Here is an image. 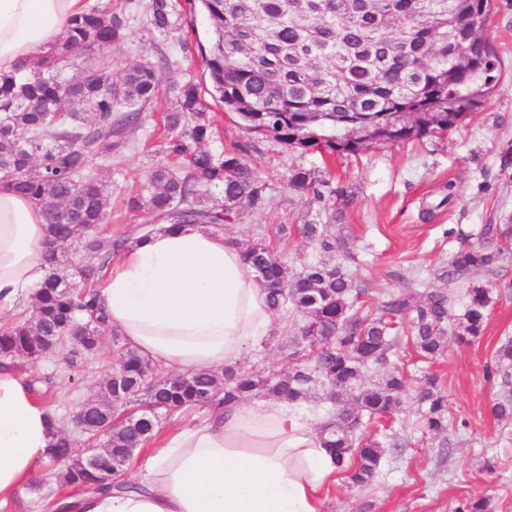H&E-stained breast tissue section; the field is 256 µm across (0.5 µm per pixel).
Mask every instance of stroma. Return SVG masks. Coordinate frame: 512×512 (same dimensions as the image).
Returning a JSON list of instances; mask_svg holds the SVG:
<instances>
[{"label": "stroma", "mask_w": 512, "mask_h": 512, "mask_svg": "<svg viewBox=\"0 0 512 512\" xmlns=\"http://www.w3.org/2000/svg\"><path fill=\"white\" fill-rule=\"evenodd\" d=\"M85 2L131 18L127 38L105 51L113 76H120L131 63L154 62L164 54L177 62L173 70H160L161 91L144 112L142 125L119 138L106 186L108 217L102 226L112 237H127L154 221L138 201L149 167L162 158L154 127L160 113L173 105L168 87L175 78L198 86L213 123L208 149L218 154L247 148V161L268 185L262 206L244 220L222 226L224 234L242 246L269 244L289 272L302 271L322 253L302 238L299 228L308 221H323L324 212L307 194L289 188V169L298 164L324 169L332 182L348 186L353 203L343 219V233L359 261L347 269L367 292L365 310H374L380 293L403 281L445 287L441 274L459 246L449 230L473 231L512 214V0H493L488 35L499 57L500 79L484 107L451 133L374 144L354 156L325 160L316 154L302 158L274 140L255 139L214 102L198 48L207 39L208 23L189 0H174L181 28L166 39L149 24L150 0ZM473 279L494 290L483 335L465 342L449 336L443 353L431 361L415 360L410 353L401 360L413 379H436L449 403L448 430L434 434L420 429L423 408L415 396H408L393 423L407 439V447L388 449L368 487L353 486L347 472H338L323 494L322 512H458L477 498L488 500L490 512H512V422L494 418L491 408L499 388L487 376L496 348L512 340V258L497 275L480 271ZM302 323L292 307L278 311L268 335L250 347L243 366L269 376L280 374L288 365L285 342ZM114 349L113 336L106 331L100 350L78 357L74 365H67L59 351L37 365L19 363L18 370L50 378L56 412L66 423L80 404L100 394ZM70 494L42 466L34 483L1 503L0 512H55L53 501Z\"/></svg>", "instance_id": "1"}]
</instances>
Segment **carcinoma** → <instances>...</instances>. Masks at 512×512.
<instances>
[{
  "instance_id": "1",
  "label": "carcinoma",
  "mask_w": 512,
  "mask_h": 512,
  "mask_svg": "<svg viewBox=\"0 0 512 512\" xmlns=\"http://www.w3.org/2000/svg\"><path fill=\"white\" fill-rule=\"evenodd\" d=\"M210 37L199 44L212 88L211 96L250 134L271 136L302 155H356L370 146L353 122L369 118L389 129L392 143L420 140L456 128L482 107L497 85L498 57L484 31L450 26L453 14L491 16V0H196ZM150 25L167 36L180 28L170 0H152ZM123 16L96 7L74 17L63 40L34 65L0 76V179L31 197L45 215L50 247L45 259L51 274L34 295L31 314L0 328V360L24 358L37 363L75 333L88 331L82 350H98L106 318L96 309L95 283L125 249L126 241L102 235L107 196L100 176L88 168L93 158L112 171V138L136 126L159 94L157 65L134 63L115 80L101 59L74 81L76 62L126 36ZM464 46L455 56L454 48ZM175 112L156 125L163 161L152 165L139 205L159 224L212 226L240 221L260 206L266 183L239 152L214 154L204 148L212 126L190 82L173 80ZM290 188L322 203L330 198L343 212L351 203L346 187L330 185L316 171L289 169ZM220 189L224 207L205 205ZM332 225L310 223L303 238L318 244L327 259L309 263L294 278L267 245L249 247L245 261L268 291L270 305L291 304L305 318L290 340L288 368L274 378L227 369L224 378L204 372L152 376V366L126 348L114 360L102 397L93 402L84 427L96 433L112 419V409L133 404L126 420L104 439L112 465L90 469L72 450L67 434L50 449L46 462L60 482L73 489L106 492L130 461L128 448H143L158 424L138 421L142 404L171 414L195 407L226 406L251 395L307 398L325 384L352 395L354 406L336 400L322 427L323 444L336 465L352 466L350 479L366 486L376 477L385 449L401 446L394 433L357 434L363 417L382 422L401 408L411 382L394 367L410 347L424 360L443 352L448 328L460 338L484 333L493 289L463 285L469 274L494 273L508 259L500 242L512 243V218L484 224L479 246L460 245L448 260V288L385 291L375 312L363 311V295L345 263L356 260ZM78 242L84 264L72 261ZM500 399L492 407L501 420L512 419V340L494 352ZM426 405L425 427L448 430V400L427 379L418 392Z\"/></svg>"
}]
</instances>
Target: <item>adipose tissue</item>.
Listing matches in <instances>:
<instances>
[{"label": "adipose tissue", "mask_w": 512, "mask_h": 512, "mask_svg": "<svg viewBox=\"0 0 512 512\" xmlns=\"http://www.w3.org/2000/svg\"><path fill=\"white\" fill-rule=\"evenodd\" d=\"M85 0H0V74L34 61ZM41 208L0 180V313L32 297L50 269ZM108 328L156 367L178 373L238 365L274 315L243 250L187 224L129 240L96 290ZM322 423L285 398L223 407L174 429L145 476L125 489L78 493L61 512H320L336 479ZM62 429L27 375L0 366V501L33 479Z\"/></svg>", "instance_id": "obj_1"}]
</instances>
